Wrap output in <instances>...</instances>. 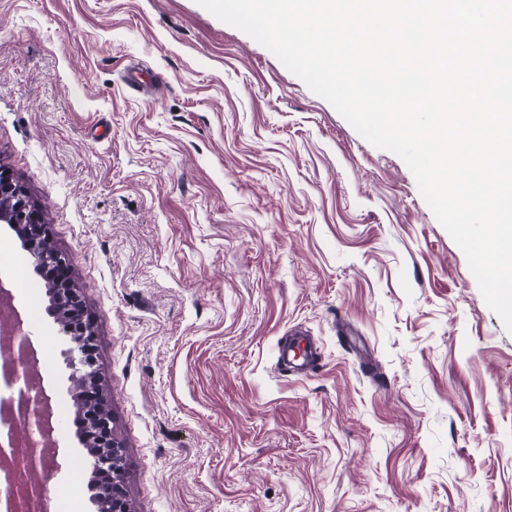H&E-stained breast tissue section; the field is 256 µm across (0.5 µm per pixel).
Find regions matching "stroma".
Here are the masks:
<instances>
[{
    "label": "stroma",
    "mask_w": 512,
    "mask_h": 512,
    "mask_svg": "<svg viewBox=\"0 0 512 512\" xmlns=\"http://www.w3.org/2000/svg\"><path fill=\"white\" fill-rule=\"evenodd\" d=\"M158 86L132 91L131 68ZM0 168L93 324L129 512H512V334L404 161L196 0H0ZM0 224L59 512H96ZM320 351L304 375L281 337Z\"/></svg>",
    "instance_id": "1"
}]
</instances>
